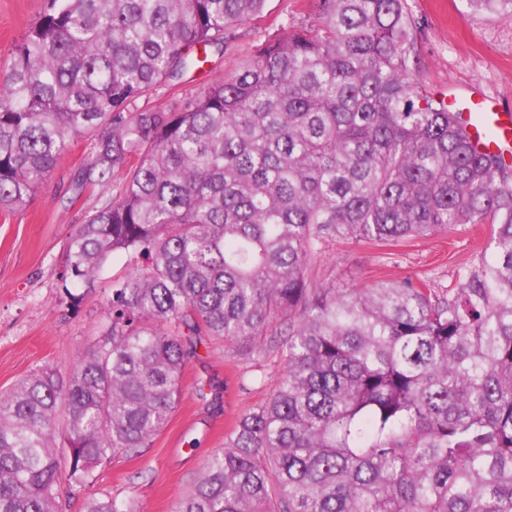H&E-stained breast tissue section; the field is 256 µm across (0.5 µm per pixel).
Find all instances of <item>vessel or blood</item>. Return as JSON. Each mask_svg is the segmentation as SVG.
<instances>
[{
	"instance_id": "vessel-or-blood-1",
	"label": "vessel or blood",
	"mask_w": 512,
	"mask_h": 512,
	"mask_svg": "<svg viewBox=\"0 0 512 512\" xmlns=\"http://www.w3.org/2000/svg\"><path fill=\"white\" fill-rule=\"evenodd\" d=\"M449 109L462 113L468 123L471 144L478 150L499 154L512 165V110L481 91L465 95L449 94Z\"/></svg>"
}]
</instances>
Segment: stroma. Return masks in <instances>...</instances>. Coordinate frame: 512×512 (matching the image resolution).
Here are the masks:
<instances>
[{"label":"stroma","mask_w":512,"mask_h":512,"mask_svg":"<svg viewBox=\"0 0 512 512\" xmlns=\"http://www.w3.org/2000/svg\"><path fill=\"white\" fill-rule=\"evenodd\" d=\"M44 7V0H0V73ZM407 7L416 24L418 79L428 91L463 92L475 86L512 109V12L476 11L468 0H407ZM317 23L315 0H266L262 14L235 28L223 54L213 56L204 70L159 87L134 107L185 105L216 78L234 73L261 42L281 36L285 28ZM88 152L87 140L72 141L24 208L0 211V391L42 366L70 369L78 350L98 331L102 291L74 287L82 298L74 309L64 300L59 279L70 237L107 198L92 188L71 199L61 191ZM489 236V225L477 224L388 245L336 238L311 259L308 276L318 288L408 279L441 289L478 262ZM198 352L167 426L143 456L119 454L97 467L95 492L132 502L137 512H175L206 459L223 448L237 417L263 404L285 370L280 349L268 347L263 335L230 346L211 342ZM201 379L221 387L219 400L198 395Z\"/></svg>","instance_id":"obj_1"}]
</instances>
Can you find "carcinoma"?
I'll return each mask as SVG.
<instances>
[{"mask_svg":"<svg viewBox=\"0 0 512 512\" xmlns=\"http://www.w3.org/2000/svg\"><path fill=\"white\" fill-rule=\"evenodd\" d=\"M266 0H47L0 79V210L74 139L69 189L119 192L70 238L61 279L94 287L96 340L62 374L0 392V512H62L168 423L205 341L288 317L285 371L241 415L177 512H512V166L477 153L418 82L405 0H317L318 27L256 46L178 109L138 99L224 52ZM488 12L512 0H468ZM489 224L490 255L422 282L311 288L331 238L389 244ZM83 512H135L89 493Z\"/></svg>","mask_w":512,"mask_h":512,"instance_id":"1","label":"carcinoma"}]
</instances>
